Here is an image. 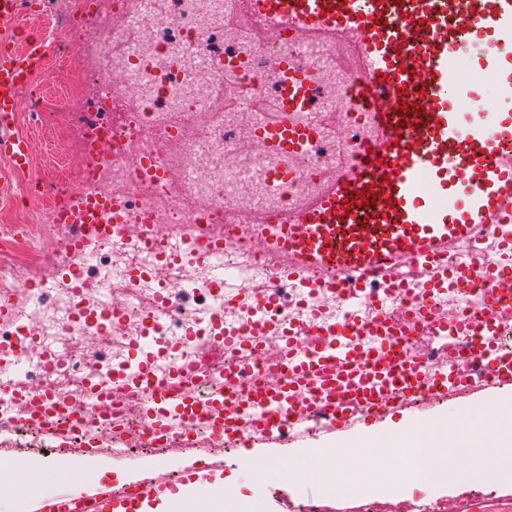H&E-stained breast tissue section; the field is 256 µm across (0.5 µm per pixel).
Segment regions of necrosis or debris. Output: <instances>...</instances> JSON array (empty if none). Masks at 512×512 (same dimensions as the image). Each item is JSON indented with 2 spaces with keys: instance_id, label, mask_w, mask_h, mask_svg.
Wrapping results in <instances>:
<instances>
[{
  "instance_id": "necrosis-or-debris-1",
  "label": "necrosis or debris",
  "mask_w": 512,
  "mask_h": 512,
  "mask_svg": "<svg viewBox=\"0 0 512 512\" xmlns=\"http://www.w3.org/2000/svg\"><path fill=\"white\" fill-rule=\"evenodd\" d=\"M58 35L74 51L96 48L81 96L68 83L39 112L73 111L74 142L85 151L101 133L122 152L104 167L83 168L92 193L118 199L124 220L91 234L80 255L69 248V227L52 221L56 205L73 196V176L59 164L54 201L42 205L39 184L21 187L26 241L37 263L0 254V373L14 362L26 369L29 394L63 399L57 419L64 439L47 435L37 420L0 415V447L17 454L76 446L93 436L100 448L153 446L144 434L151 398L126 406V376L136 349L150 341V369L203 359L200 393L216 386L233 393L261 385L276 356L248 362L252 338L279 343L288 328L313 321L327 327L349 312L335 290L311 287L289 274L272 254L255 246L259 217L292 207L337 164L352 159L362 140L359 89L341 78V103L349 139L315 102L310 118L318 138L294 175L284 176L279 154L256 139L235 135L236 116L271 119L283 109L282 78L268 59L297 58L295 42L263 39L254 0H62ZM249 32H235L240 14ZM180 145L173 154L172 145ZM235 245L225 249V237ZM271 290L255 307L249 291ZM113 390L111 416L84 411L97 385Z\"/></svg>"
}]
</instances>
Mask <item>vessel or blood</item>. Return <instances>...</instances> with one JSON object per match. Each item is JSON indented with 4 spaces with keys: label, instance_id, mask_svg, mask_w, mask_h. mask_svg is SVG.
Returning <instances> with one entry per match:
<instances>
[{
    "label": "vessel or blood",
    "instance_id": "obj_1",
    "mask_svg": "<svg viewBox=\"0 0 512 512\" xmlns=\"http://www.w3.org/2000/svg\"><path fill=\"white\" fill-rule=\"evenodd\" d=\"M272 37L291 34L301 44L325 34L353 49L356 76L365 97L369 150L325 178L302 203L268 216L269 246L289 272L311 283H328L346 302L369 307L370 319H351L341 328L310 324L281 340L275 375L264 385L226 398L202 399L195 380L177 368L162 378L142 367L129 375L131 392L151 388L148 437L167 448L190 443L189 424L208 413L211 447L245 434L276 442L282 434L308 437L304 410L319 416V432L344 431L398 411L407 398H438L470 391L467 374L454 363L482 367L490 388L512 385V354L501 352L496 335L512 317V113L483 103L462 120L460 103L471 83L449 67L464 47V36L486 39L492 53L477 62L496 73L512 91V56L495 52L512 44V0H257ZM33 12L31 0H0V29L18 30ZM52 41L33 34L21 46L0 47V158L13 170L31 166L28 142L14 129V117L34 78L44 72ZM284 74V109L266 125L263 146L278 149L288 170H296L317 130L309 118L312 102L325 93L330 77L315 57L287 65L270 61ZM370 187L371 204L350 202ZM121 207L83 193L63 211L74 245H82L94 225L118 222ZM477 239L484 252L501 255V265H462L447 274L443 262L462 242ZM481 281V319L449 322L421 305L399 314L386 312L384 297L368 298L369 283L396 288L451 284L467 288ZM427 325L448 345L449 364L425 370L409 356L404 341ZM20 398L15 413L35 414L44 431L58 434V402L41 396L37 409L23 397L26 379L12 381ZM200 465L165 477L138 480L131 493L67 489L40 502L36 512H150L179 483L200 479Z\"/></svg>",
    "mask_w": 512,
    "mask_h": 512
}]
</instances>
